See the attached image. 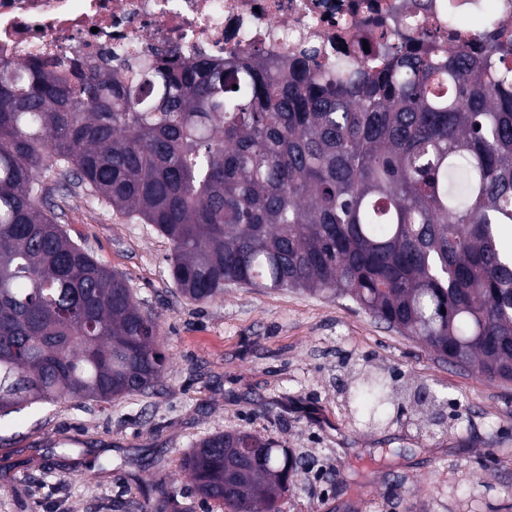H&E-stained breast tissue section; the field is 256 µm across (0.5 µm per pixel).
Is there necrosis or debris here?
<instances>
[{
  "label": "necrosis or debris",
  "mask_w": 512,
  "mask_h": 512,
  "mask_svg": "<svg viewBox=\"0 0 512 512\" xmlns=\"http://www.w3.org/2000/svg\"><path fill=\"white\" fill-rule=\"evenodd\" d=\"M415 15L411 0H0V58L333 54L341 42L371 40L376 19L401 31Z\"/></svg>",
  "instance_id": "4bbe7bcc"
}]
</instances>
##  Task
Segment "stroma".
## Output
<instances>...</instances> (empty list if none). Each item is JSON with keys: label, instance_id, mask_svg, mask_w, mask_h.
I'll list each match as a JSON object with an SVG mask.
<instances>
[{"label": "stroma", "instance_id": "1", "mask_svg": "<svg viewBox=\"0 0 512 512\" xmlns=\"http://www.w3.org/2000/svg\"><path fill=\"white\" fill-rule=\"evenodd\" d=\"M64 228L125 275L160 326L167 369L145 394L44 405L0 419V512H120L164 475L181 512H222L194 494L183 454L215 431L246 429L302 456L282 512H512V383L440 359L424 342L352 302L298 290L228 286L195 304L169 278L168 241L154 227L65 199ZM391 375L400 397L446 394L448 430L413 407L378 428L359 425L347 390L363 372ZM154 454L164 472L137 465ZM109 472L91 478L90 462Z\"/></svg>", "mask_w": 512, "mask_h": 512}]
</instances>
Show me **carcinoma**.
Returning a JSON list of instances; mask_svg holds the SVG:
<instances>
[{"instance_id":"1","label":"carcinoma","mask_w":512,"mask_h":512,"mask_svg":"<svg viewBox=\"0 0 512 512\" xmlns=\"http://www.w3.org/2000/svg\"><path fill=\"white\" fill-rule=\"evenodd\" d=\"M379 38L394 43L380 62L160 51L122 80L106 61L0 59V417L143 394L167 366L157 319L67 236L50 181L154 225L188 301L227 284L328 294L511 383L512 40L490 20L476 50ZM396 401L381 373L352 392L374 421ZM298 465L240 429L181 459L225 512H280ZM147 498L176 512L162 476Z\"/></svg>"}]
</instances>
